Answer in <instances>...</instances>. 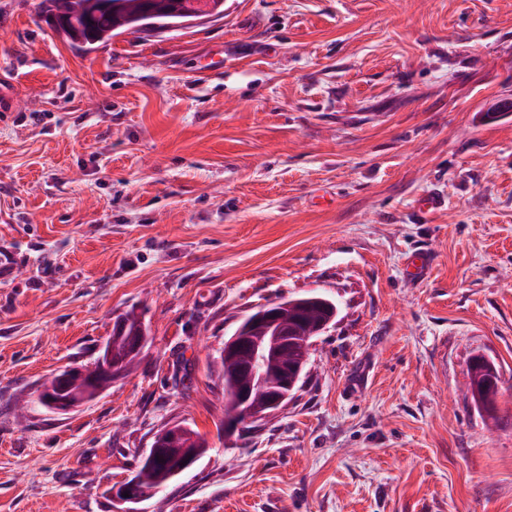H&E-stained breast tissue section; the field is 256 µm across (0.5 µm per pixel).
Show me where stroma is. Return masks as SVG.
Here are the masks:
<instances>
[{
    "label": "stroma",
    "mask_w": 512,
    "mask_h": 512,
    "mask_svg": "<svg viewBox=\"0 0 512 512\" xmlns=\"http://www.w3.org/2000/svg\"><path fill=\"white\" fill-rule=\"evenodd\" d=\"M39 3L0 0V512H116L173 423L209 449L140 512H512V0H224L87 55ZM310 292L340 313L302 388L225 437V337ZM131 309L128 376L35 403ZM468 372L473 393L477 391L481 399L493 402L501 390L497 371L492 374L489 367L472 362V365L469 364Z\"/></svg>",
    "instance_id": "stroma-1"
}]
</instances>
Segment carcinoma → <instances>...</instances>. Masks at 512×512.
<instances>
[{
    "label": "carcinoma",
    "mask_w": 512,
    "mask_h": 512,
    "mask_svg": "<svg viewBox=\"0 0 512 512\" xmlns=\"http://www.w3.org/2000/svg\"><path fill=\"white\" fill-rule=\"evenodd\" d=\"M193 0H42L43 12L53 30L70 45L90 53L125 32L151 29L185 28L202 18V11L192 7ZM472 391L481 399L492 401L500 393L498 374L474 363L468 369ZM133 479L147 488L165 487L167 473L148 466L141 459Z\"/></svg>",
    "instance_id": "cac0c4a2"
}]
</instances>
